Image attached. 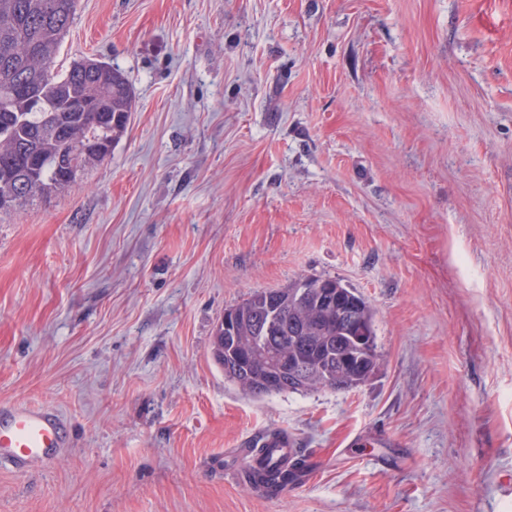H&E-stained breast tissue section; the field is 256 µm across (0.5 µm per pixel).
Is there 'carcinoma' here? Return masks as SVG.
Listing matches in <instances>:
<instances>
[{"instance_id":"obj_1","label":"carcinoma","mask_w":512,"mask_h":512,"mask_svg":"<svg viewBox=\"0 0 512 512\" xmlns=\"http://www.w3.org/2000/svg\"><path fill=\"white\" fill-rule=\"evenodd\" d=\"M77 0H0V213L73 184L86 168L112 155L134 111L135 93L112 64L82 59L59 73L52 64ZM74 156L75 166L65 163ZM238 343L269 330L288 337L299 362L321 369L284 390L349 391L379 367L374 313L354 289L335 278H304L284 288L257 291L236 305ZM212 357L224 366V325L213 336ZM266 360L255 358L242 374L224 377L247 396L262 397ZM294 473L277 463L254 471L271 488Z\"/></svg>"}]
</instances>
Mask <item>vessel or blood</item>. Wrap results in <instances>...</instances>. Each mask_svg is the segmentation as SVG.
<instances>
[{
	"label": "vessel or blood",
	"mask_w": 512,
	"mask_h": 512,
	"mask_svg": "<svg viewBox=\"0 0 512 512\" xmlns=\"http://www.w3.org/2000/svg\"><path fill=\"white\" fill-rule=\"evenodd\" d=\"M66 442L65 423L58 411L35 405L11 406L0 411V465L26 472L53 459ZM246 458L266 449L272 459H292L298 450L292 440L252 436L246 441Z\"/></svg>",
	"instance_id": "1"
}]
</instances>
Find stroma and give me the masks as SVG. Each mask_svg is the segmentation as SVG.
<instances>
[{"mask_svg": "<svg viewBox=\"0 0 512 512\" xmlns=\"http://www.w3.org/2000/svg\"><path fill=\"white\" fill-rule=\"evenodd\" d=\"M85 57L135 109L0 214V405L69 428L0 512H512V0H78ZM305 277L370 303L378 371L244 395L217 322ZM278 433L282 498L234 478ZM245 445L248 446L244 451L248 461L243 472L245 479L250 477L252 467L256 465V459L254 457V449L256 448H267V455L270 454V458L274 460H288L298 456V448H296L292 440L288 439V436H284L279 440H273L271 437L263 435L250 436L247 438Z\"/></svg>", "mask_w": 512, "mask_h": 512, "instance_id": "35a3bbf8", "label": "stroma"}]
</instances>
